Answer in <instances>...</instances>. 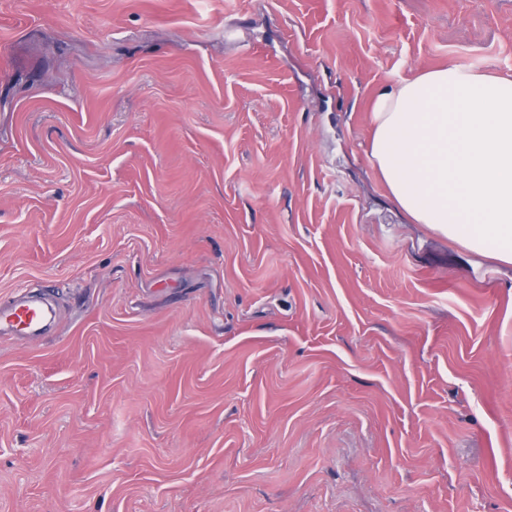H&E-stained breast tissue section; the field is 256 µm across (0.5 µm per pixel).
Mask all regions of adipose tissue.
I'll list each match as a JSON object with an SVG mask.
<instances>
[{
    "instance_id": "obj_1",
    "label": "adipose tissue",
    "mask_w": 512,
    "mask_h": 512,
    "mask_svg": "<svg viewBox=\"0 0 512 512\" xmlns=\"http://www.w3.org/2000/svg\"><path fill=\"white\" fill-rule=\"evenodd\" d=\"M367 160L415 222L512 265V78L449 65L380 88Z\"/></svg>"
}]
</instances>
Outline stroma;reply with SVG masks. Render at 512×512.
I'll return each mask as SVG.
<instances>
[{"label":"stroma","mask_w":512,"mask_h":512,"mask_svg":"<svg viewBox=\"0 0 512 512\" xmlns=\"http://www.w3.org/2000/svg\"><path fill=\"white\" fill-rule=\"evenodd\" d=\"M450 64L512 0H0V512H512V270L365 156ZM47 316L48 312L42 304L12 298L0 303V332L17 340L40 336Z\"/></svg>","instance_id":"1"}]
</instances>
